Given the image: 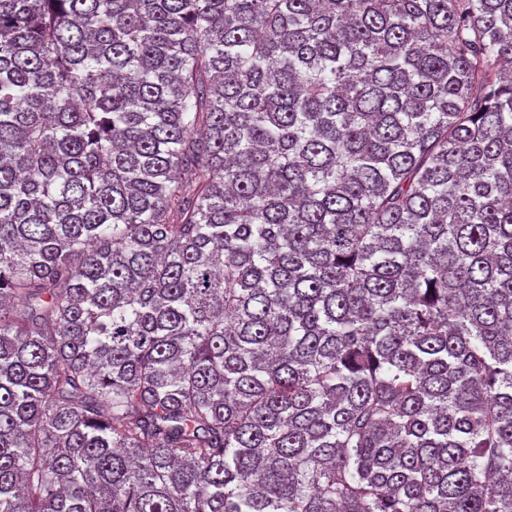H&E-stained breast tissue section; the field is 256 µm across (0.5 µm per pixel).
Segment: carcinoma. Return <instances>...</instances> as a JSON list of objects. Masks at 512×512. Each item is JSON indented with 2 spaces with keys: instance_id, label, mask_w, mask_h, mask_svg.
<instances>
[{
  "instance_id": "carcinoma-1",
  "label": "carcinoma",
  "mask_w": 512,
  "mask_h": 512,
  "mask_svg": "<svg viewBox=\"0 0 512 512\" xmlns=\"http://www.w3.org/2000/svg\"><path fill=\"white\" fill-rule=\"evenodd\" d=\"M0 512H512V0H0Z\"/></svg>"
}]
</instances>
